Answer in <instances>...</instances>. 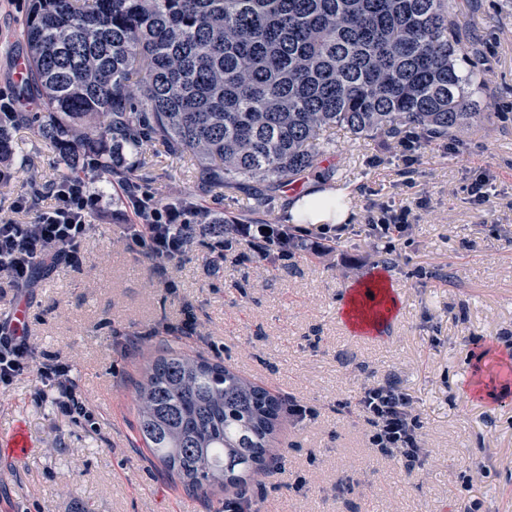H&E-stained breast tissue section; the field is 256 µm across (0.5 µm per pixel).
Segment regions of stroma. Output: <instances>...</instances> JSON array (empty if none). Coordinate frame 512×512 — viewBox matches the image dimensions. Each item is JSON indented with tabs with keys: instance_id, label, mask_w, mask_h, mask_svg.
<instances>
[{
	"instance_id": "1",
	"label": "stroma",
	"mask_w": 512,
	"mask_h": 512,
	"mask_svg": "<svg viewBox=\"0 0 512 512\" xmlns=\"http://www.w3.org/2000/svg\"><path fill=\"white\" fill-rule=\"evenodd\" d=\"M463 39L481 54L479 99L487 120L461 142L414 144L337 133L324 167L340 166L353 187L352 215L330 252L301 249L264 259L234 244L194 241L166 275L122 238L133 216L122 183L112 178L110 216L96 219L80 264H63L29 298V329L40 350L69 358L94 413L76 423L52 406L54 391L35 376L0 387V436L24 423L32 450L23 463L0 457V512H222L227 486L202 499L176 484L152 459L135 430L134 387L147 359L163 345L181 347L161 323L193 313L208 344L205 358L271 394L313 406L304 428L282 423L269 458L281 471L255 483L256 512H462L471 499L488 512H512V0H460ZM30 0H0V97L12 99L13 65L26 56L22 25ZM15 158L25 168L0 183V218L12 200L59 179L56 153L27 123L9 124ZM132 181L164 203L186 202L236 224H284L293 196L326 187L319 172L295 187L269 191L257 204L250 182H204L191 156L175 157L149 143ZM412 166H405V159ZM496 189L495 218L458 193L473 174ZM415 188H408L407 179ZM422 194L427 208L397 255L376 253L367 224L379 205L398 207ZM385 276L401 298L380 337L352 334L340 312L352 288ZM128 336L137 346L125 345ZM493 340L497 360L476 365V346ZM493 400L466 395L475 370ZM397 379L416 401L430 459L408 476L370 443L371 428L352 406L362 384ZM486 478L464 488L467 467Z\"/></svg>"
}]
</instances>
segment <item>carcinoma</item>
<instances>
[{"label":"carcinoma","mask_w":512,"mask_h":512,"mask_svg":"<svg viewBox=\"0 0 512 512\" xmlns=\"http://www.w3.org/2000/svg\"><path fill=\"white\" fill-rule=\"evenodd\" d=\"M459 0H31L26 84L60 177L113 142L200 160L214 186L275 188L315 168L329 132L460 141L482 120ZM136 431L162 470L206 498L263 467L282 401L220 362L169 348L134 388Z\"/></svg>","instance_id":"cac0c4a2"}]
</instances>
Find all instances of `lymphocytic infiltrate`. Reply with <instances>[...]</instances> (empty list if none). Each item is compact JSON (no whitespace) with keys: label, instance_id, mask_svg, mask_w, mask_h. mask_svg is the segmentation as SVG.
<instances>
[{"label":"lymphocytic infiltrate","instance_id":"f902f5d3","mask_svg":"<svg viewBox=\"0 0 512 512\" xmlns=\"http://www.w3.org/2000/svg\"><path fill=\"white\" fill-rule=\"evenodd\" d=\"M49 195L52 202L43 207L28 197L13 201L12 210L33 212L31 223H0V280L20 293L33 288L55 264L78 259L92 218L105 211L102 191L80 176L60 179ZM124 198L135 221L130 243L156 268L181 259L197 235L210 236L216 246L224 244V227L215 223L213 214L160 202L132 181L124 186ZM422 206V198L416 197L397 209L382 208L370 226L374 250L394 253L397 241L411 235L415 211ZM29 373L51 382L56 392L52 403L58 412L77 422L92 421L93 413L71 365L60 356L39 352L27 334L12 329L10 319H0V386ZM357 412L372 428L373 448L396 460L405 474L422 468L430 456L424 446L423 423L398 381L364 385Z\"/></svg>","mask_w":512,"mask_h":512}]
</instances>
